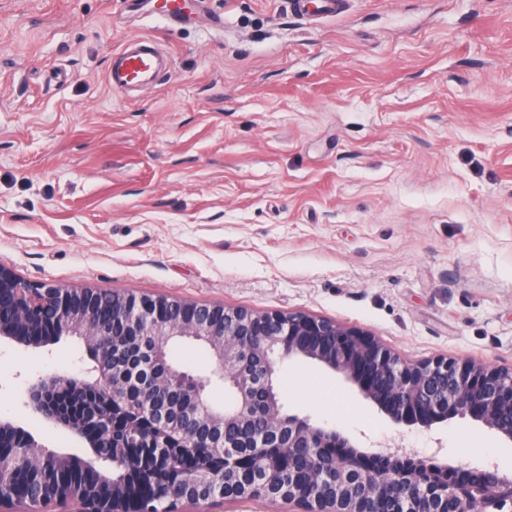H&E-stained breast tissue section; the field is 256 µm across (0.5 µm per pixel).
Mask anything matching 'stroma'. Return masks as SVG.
Here are the masks:
<instances>
[{"label": "stroma", "mask_w": 512, "mask_h": 512, "mask_svg": "<svg viewBox=\"0 0 512 512\" xmlns=\"http://www.w3.org/2000/svg\"><path fill=\"white\" fill-rule=\"evenodd\" d=\"M0 0V263L22 279L306 312L401 357L512 364V0ZM168 60L107 83L124 41ZM84 341L0 338V420L83 441L25 403ZM293 414L358 451L496 465L482 423H394L343 375L280 361Z\"/></svg>", "instance_id": "stroma-1"}]
</instances>
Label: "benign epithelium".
<instances>
[{"label": "benign epithelium", "mask_w": 512, "mask_h": 512, "mask_svg": "<svg viewBox=\"0 0 512 512\" xmlns=\"http://www.w3.org/2000/svg\"><path fill=\"white\" fill-rule=\"evenodd\" d=\"M126 322L127 335L152 336L141 360L102 354L87 369L92 380L78 377H37L28 382L26 396L32 409L57 421L51 397L55 385L79 384L112 399L122 388L139 385L156 397L145 406L155 428V446L161 455L171 437L180 434L189 445L203 434L212 448L224 449V472L258 464L264 474L288 484V502L299 512H372L376 479L399 490L393 512H512V477L498 468L436 465L399 447L372 454L354 449L335 429L284 412L275 382L277 362L303 357L342 374L394 423L429 427L459 417L477 421L512 443V366L487 367L467 359L436 358L408 361L384 347L372 334L358 328L301 312H268L224 305H203L165 295L135 296L94 288H64L31 284L0 263V336L24 346L45 345L41 336H82L96 343L110 335L104 303ZM174 337L205 342L214 359L212 375L196 377L195 395L185 411L170 405L165 375L157 368L160 351ZM220 383L230 401L223 408L210 402L213 385ZM265 420L252 441L242 445L224 441L231 424L245 427L257 416ZM93 429L83 423L68 430L85 441L92 453L80 458L55 453L10 422L0 421V434L12 432L22 447L0 449V512L20 502L9 478L21 470L48 464L67 468L77 463L94 474L99 484L112 488L109 497L59 494L39 501L26 512H132L128 506L139 483L140 466L125 446L111 441L105 412L94 411ZM263 448H304L316 464L310 469L313 492L296 486L293 459L267 455ZM119 470L112 477V468ZM211 472L201 467L184 477L194 488L186 502L206 505L224 502L223 491L207 488Z\"/></svg>", "instance_id": "1"}]
</instances>
